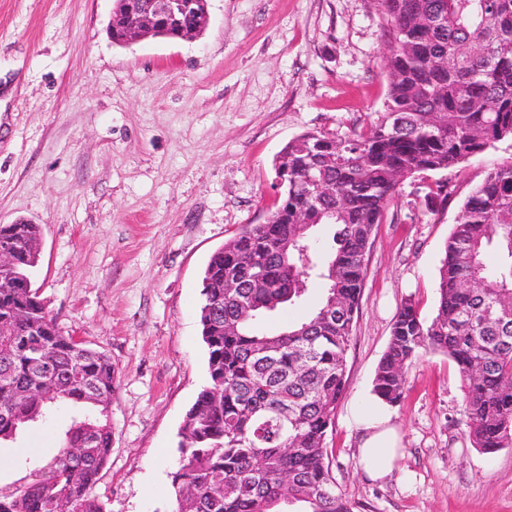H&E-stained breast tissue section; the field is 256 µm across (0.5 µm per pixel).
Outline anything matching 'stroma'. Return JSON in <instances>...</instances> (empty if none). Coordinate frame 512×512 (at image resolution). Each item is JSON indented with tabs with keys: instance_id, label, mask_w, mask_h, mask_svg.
I'll list each match as a JSON object with an SVG mask.
<instances>
[{
	"instance_id": "obj_1",
	"label": "stroma",
	"mask_w": 512,
	"mask_h": 512,
	"mask_svg": "<svg viewBox=\"0 0 512 512\" xmlns=\"http://www.w3.org/2000/svg\"><path fill=\"white\" fill-rule=\"evenodd\" d=\"M115 0H0V224L40 225L34 285L59 328L109 354L108 512H172L186 412L208 381L200 280L210 256L280 205L275 163L305 132L344 137L384 111L387 18L376 0H208L194 40L126 46ZM512 140L446 174L406 179L378 224L326 448L354 512H512V446L473 447L456 365L427 353L391 407L398 471L371 480L353 416L405 298L436 312L448 234ZM452 189L432 200L439 179ZM86 412L53 409L0 444V492L44 475Z\"/></svg>"
}]
</instances>
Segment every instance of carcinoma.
Here are the masks:
<instances>
[{"mask_svg": "<svg viewBox=\"0 0 512 512\" xmlns=\"http://www.w3.org/2000/svg\"><path fill=\"white\" fill-rule=\"evenodd\" d=\"M390 23L384 113L344 138L307 132L283 148V201L266 224H248L216 250L201 280L208 384L183 422L172 473L173 512H353L336 492L326 439L346 392V356L375 227L400 179L443 172L512 139V0H378ZM198 2L170 22L189 32ZM336 227L325 250L311 228ZM40 227L0 224L15 263L0 271V442L12 441L57 403L88 407L49 473L0 493V512H106L95 494L112 453L102 403L112 357L64 335L32 274ZM498 253L490 265L489 250ZM240 288L225 292L226 280ZM324 295L300 322H266L298 304L309 283ZM458 367L472 445H512V163L487 171L463 201L439 268L436 314L398 309L373 380L387 405L403 397L405 368L421 351ZM82 448L76 457L70 449Z\"/></svg>", "mask_w": 512, "mask_h": 512, "instance_id": "carcinoma-1", "label": "carcinoma"}]
</instances>
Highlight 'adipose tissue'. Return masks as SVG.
Here are the masks:
<instances>
[{"instance_id":"ef3b65f1","label":"adipose tissue","mask_w":512,"mask_h":512,"mask_svg":"<svg viewBox=\"0 0 512 512\" xmlns=\"http://www.w3.org/2000/svg\"><path fill=\"white\" fill-rule=\"evenodd\" d=\"M362 431L359 463L366 474L375 481L391 477L398 469L401 438L391 423L385 404H373L357 420Z\"/></svg>"}]
</instances>
